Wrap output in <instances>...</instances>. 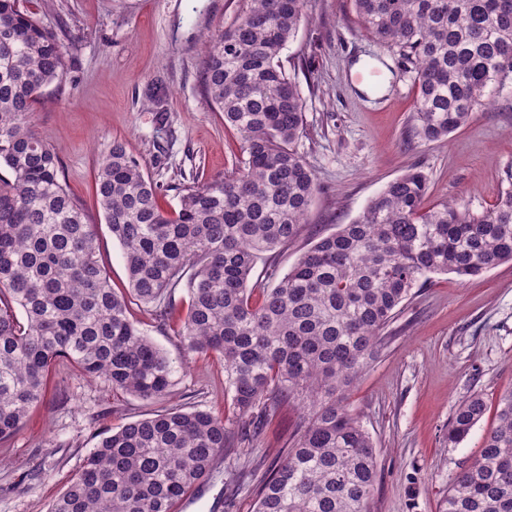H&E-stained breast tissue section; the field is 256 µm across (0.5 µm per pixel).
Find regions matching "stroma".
<instances>
[{
	"mask_svg": "<svg viewBox=\"0 0 512 512\" xmlns=\"http://www.w3.org/2000/svg\"><path fill=\"white\" fill-rule=\"evenodd\" d=\"M41 23L64 44L68 77L43 89L34 107L39 135L57 151L62 179L98 236L113 288L127 285L119 243L96 201L95 175L113 141L161 188L174 210L177 189L232 175L242 164L241 139L206 95L202 38L230 24L241 0H29ZM380 58L392 75L372 99L355 85L359 58ZM305 99L295 147L319 191L297 240L274 253L287 273L316 236L361 215L384 186L406 171L428 178L426 205L445 201L480 212L512 187V86L448 138L427 142L414 130L415 91L397 55L376 43L352 0H310L307 16L281 54ZM132 320L178 363L167 404L230 414L224 364L185 357L172 330L141 307ZM512 391V262L465 280L433 274L419 284L386 331L385 344L347 403L373 438L379 468L370 512H439L454 477L478 457L498 424L501 397ZM483 417L457 447L448 423L472 393ZM154 403L60 367L43 401L9 440L0 441V512H48L113 428L149 416ZM299 410L265 423L258 442L239 440L210 479L175 512H253L254 491L229 496L227 469L249 460L259 470L294 435Z\"/></svg>",
	"mask_w": 512,
	"mask_h": 512,
	"instance_id": "35a3bbf8",
	"label": "stroma"
}]
</instances>
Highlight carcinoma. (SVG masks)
Listing matches in <instances>:
<instances>
[{
  "label": "carcinoma",
  "instance_id": "1",
  "mask_svg": "<svg viewBox=\"0 0 512 512\" xmlns=\"http://www.w3.org/2000/svg\"><path fill=\"white\" fill-rule=\"evenodd\" d=\"M353 2L375 41L414 74L419 138L448 137L512 85V0ZM307 3L245 0L205 41V90L246 155L235 175L180 187L172 213L142 164L112 141L97 197L123 249L128 287L117 291L94 225L33 123L42 89L67 78L62 41L20 0H0V439L25 424L62 360L142 400L165 397L176 366L130 319L136 303L173 327L184 352L224 361L232 411L254 433L281 407L302 406L291 446L259 477L250 461L239 464L230 492L247 474L258 478L255 512H367L377 455L345 396L422 279L512 261V188L479 214L446 202L427 209V177L412 169L352 223L317 236L274 287L251 282L265 253L298 238L318 193L295 149L305 100L280 64ZM180 288L190 301L175 320ZM484 410L478 393L458 406L448 447ZM235 442L222 416L157 410L103 437L49 512H173ZM443 512H512V392Z\"/></svg>",
  "mask_w": 512,
  "mask_h": 512
}]
</instances>
